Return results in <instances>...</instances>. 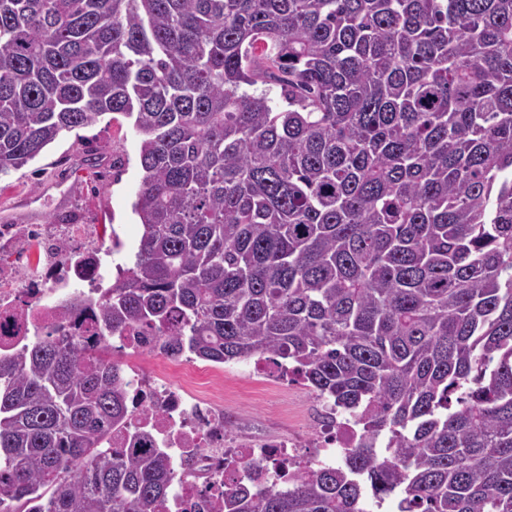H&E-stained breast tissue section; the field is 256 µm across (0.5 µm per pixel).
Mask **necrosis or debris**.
<instances>
[{
    "label": "necrosis or debris",
    "instance_id": "obj_1",
    "mask_svg": "<svg viewBox=\"0 0 512 512\" xmlns=\"http://www.w3.org/2000/svg\"><path fill=\"white\" fill-rule=\"evenodd\" d=\"M88 235L84 224L67 225L58 239L41 224L0 225V354L50 333L91 336L94 313L66 309L81 286L103 284L111 267V249L89 242ZM186 369L180 355L149 369L129 367L131 424L111 434L112 447L159 448L176 464L192 461L193 476L175 477L160 512H212L225 487L242 485L244 462L272 471L293 462L333 464L361 438L356 421L336 414L328 402L309 433L280 441L233 436L223 394L200 396L171 381V374Z\"/></svg>",
    "mask_w": 512,
    "mask_h": 512
}]
</instances>
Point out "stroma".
<instances>
[{
	"label": "stroma",
	"instance_id": "stroma-1",
	"mask_svg": "<svg viewBox=\"0 0 512 512\" xmlns=\"http://www.w3.org/2000/svg\"><path fill=\"white\" fill-rule=\"evenodd\" d=\"M140 138L133 121L104 116L65 133L34 160L0 175V216L24 213L32 224H108L118 243L112 261L125 263L143 228L132 210L141 183ZM202 374L224 373V410L241 428L285 436L311 426L312 396L301 386L277 388L253 361L193 360Z\"/></svg>",
	"mask_w": 512,
	"mask_h": 512
}]
</instances>
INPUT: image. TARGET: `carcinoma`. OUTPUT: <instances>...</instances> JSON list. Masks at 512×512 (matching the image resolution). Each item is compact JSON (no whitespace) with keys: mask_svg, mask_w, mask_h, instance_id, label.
<instances>
[{"mask_svg":"<svg viewBox=\"0 0 512 512\" xmlns=\"http://www.w3.org/2000/svg\"><path fill=\"white\" fill-rule=\"evenodd\" d=\"M110 113L143 232L68 310L282 357L362 424L213 512H512V0H0V174ZM128 417L76 339L0 354V512H158L173 463L104 447Z\"/></svg>","mask_w":512,"mask_h":512,"instance_id":"carcinoma-1","label":"carcinoma"}]
</instances>
